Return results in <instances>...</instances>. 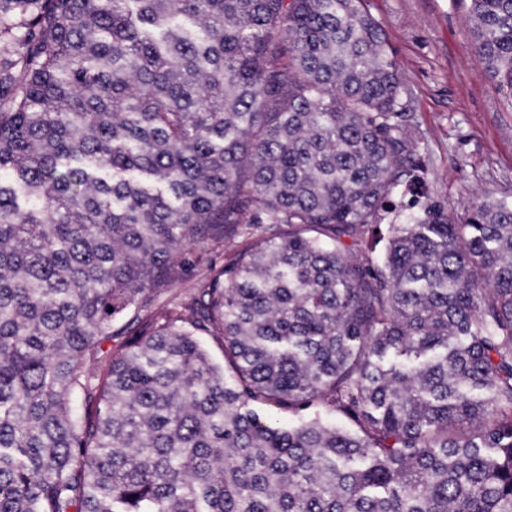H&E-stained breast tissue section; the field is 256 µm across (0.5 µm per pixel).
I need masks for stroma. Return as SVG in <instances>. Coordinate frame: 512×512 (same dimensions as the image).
Masks as SVG:
<instances>
[{
  "label": "stroma",
  "mask_w": 512,
  "mask_h": 512,
  "mask_svg": "<svg viewBox=\"0 0 512 512\" xmlns=\"http://www.w3.org/2000/svg\"><path fill=\"white\" fill-rule=\"evenodd\" d=\"M368 8L398 65L429 195L458 211L484 191L512 195V92L474 53L471 0H368ZM235 251L191 247L195 267L178 288L181 296L195 293L200 272L230 261Z\"/></svg>",
  "instance_id": "obj_1"
}]
</instances>
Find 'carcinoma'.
I'll return each mask as SVG.
<instances>
[{
  "mask_svg": "<svg viewBox=\"0 0 512 512\" xmlns=\"http://www.w3.org/2000/svg\"><path fill=\"white\" fill-rule=\"evenodd\" d=\"M417 169L367 0H0V512H512V199ZM239 248L238 244L224 246L201 245L189 248L190 258L193 260L195 267L176 291L183 298H189L201 285L199 274L211 265L219 267L223 263H227Z\"/></svg>",
  "mask_w": 512,
  "mask_h": 512,
  "instance_id": "obj_1",
  "label": "carcinoma"
}]
</instances>
